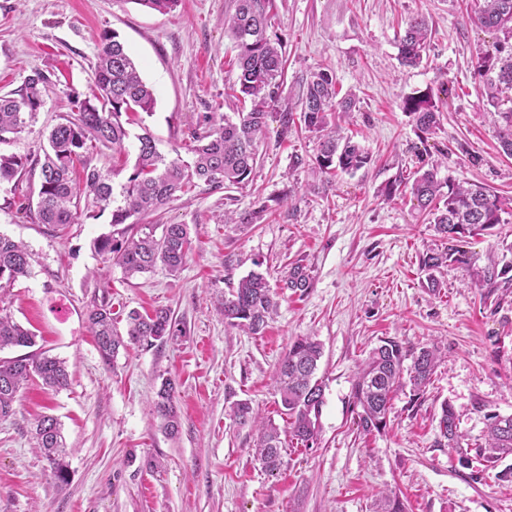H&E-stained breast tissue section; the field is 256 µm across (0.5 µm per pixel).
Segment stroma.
<instances>
[{"label": "stroma", "instance_id": "obj_1", "mask_svg": "<svg viewBox=\"0 0 512 512\" xmlns=\"http://www.w3.org/2000/svg\"><path fill=\"white\" fill-rule=\"evenodd\" d=\"M235 0H179L167 13L135 0H0V95L19 90L33 70L47 79L43 105L0 154L42 157L49 130L91 94L100 36L116 32L156 104L142 125L168 158L189 159L190 134L209 113L232 114L235 50L224 18ZM474 0H272L269 33L287 61L282 96L297 105L319 67L333 68L353 108L345 134L373 161L355 174L329 175L316 165L319 140L303 122L282 130L278 115L257 144L252 181L231 189L199 185L147 224L187 225L193 250L178 275L164 268L129 279L96 249L121 235L112 214L80 208L60 230L35 223L27 209L38 170L0 185V233L26 245L30 274L0 288V305L37 335L39 348L65 359L68 388L40 381L18 394L0 418V512H374L395 492L406 512H512V457L485 468L464 465L440 446L439 416L450 404L462 443L482 439L495 412L512 416V288L488 294L473 282L512 264V211L469 238L467 261L438 275L431 292L419 256L445 242L409 198H386L392 183L412 181L425 160L441 180L469 181L512 197V157L501 151L485 114L490 106L474 75L478 53L494 34L474 25ZM425 16L429 50L416 67L398 60L406 21ZM433 96L441 121L421 142L403 99ZM134 149L89 148L88 167L126 181ZM254 211L251 224H222L227 211ZM304 264L311 286L285 292L263 335L225 324L218 308L252 271L279 280ZM109 295L125 330L129 310L170 309L184 335L134 347L104 365L85 313ZM310 336L323 347L321 440L288 447L281 470L261 471L253 457L257 430L232 408L250 402L283 424L274 381L289 342ZM393 339L407 348L437 346L442 359L419 399L400 391L385 431L360 432L350 411L354 376L371 350ZM177 386L181 428L165 434L153 400L163 378ZM62 426L69 480L58 483L33 446L37 418ZM159 463L146 468V457Z\"/></svg>", "mask_w": 512, "mask_h": 512}]
</instances>
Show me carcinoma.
Instances as JSON below:
<instances>
[{"mask_svg": "<svg viewBox=\"0 0 512 512\" xmlns=\"http://www.w3.org/2000/svg\"><path fill=\"white\" fill-rule=\"evenodd\" d=\"M270 4L271 0H236L234 14L224 17V29L230 33L236 51L237 119L215 113L204 117L191 134L189 162L167 158L158 151L149 130L141 128L136 135L132 172L117 189L110 175L88 167L84 168V181L77 182L76 163L84 162L87 143L92 141L110 144L114 152H124L130 138L129 126L139 114L153 112L155 94L140 76L118 35L103 33L92 97L84 99L78 111L64 117L46 137L33 209L36 222L55 228L75 223L80 199L85 197L101 210L112 209V223L124 224L131 217L163 208L177 193L201 182L214 188H228L252 180L257 164L256 142L264 133L271 111L280 104L285 72L281 44L267 32ZM471 21L497 38L495 53L477 55L474 75L483 82L489 105L494 108L493 124L499 146L505 155L512 156V0H480ZM430 39L427 18L411 17L399 42L402 64L419 65ZM46 82L47 77L35 70L27 76L21 90L0 96V141L7 134L23 131L26 118L38 112L43 105L42 87ZM300 105L298 117L292 112L279 113L281 132L288 133L298 118L309 131L320 134L316 163L321 172L354 173L370 164L368 150L342 136L338 125L330 124L329 113L347 112L352 105L351 99L339 97L331 69L323 67L312 73ZM402 109L413 115L426 140L440 125V112L428 92L405 97ZM27 163L26 158L0 155V184L17 179ZM398 194L410 196L414 208L431 217L437 232L448 242L444 250L427 252L419 259L432 289L440 287L435 272L460 261V243L464 238L501 223V214L508 208L506 199L483 186L441 182L434 165L418 170L409 185L392 183L385 187L386 197ZM190 249L189 228L185 224H138L135 232L123 240L105 235L97 242L99 253L115 259L128 277L148 273L159 265L175 276L184 267ZM29 273L30 254L26 246L0 235V282L10 284ZM310 285L308 269L299 262L291 264L281 279L283 291L303 293ZM276 306L266 276L253 271L224 299L220 313L228 324L259 334ZM126 321L123 336L112 324V303L104 297L87 311L88 329L107 366L122 349L132 345L151 347L183 334L170 310L164 308L145 314L131 310ZM35 345L36 334L0 308V351ZM321 355L319 342L309 336L300 337L289 343L278 364L276 383L285 425L280 427L270 420L261 423L254 452L261 469L270 475L280 469L286 443L312 448L320 440L324 390L316 370ZM409 355L412 363L406 367L404 361ZM439 361V351L434 346L411 354L402 343L386 340L375 348L353 384L352 405L358 427L366 434L385 430L397 392L408 386L413 395H420ZM34 377L52 390L64 389L70 382L65 362L45 351L0 358V417L12 413L18 392ZM154 411L167 434L179 433L181 422L174 380H162ZM487 421L485 442L474 444L472 451L485 462L495 464L512 456V416L491 413ZM439 434L448 447H460L456 416L446 402L441 404ZM33 439L53 476L60 483L67 482L66 444L57 419H39ZM377 512H404V504L398 495L385 494L380 496Z\"/></svg>", "mask_w": 512, "mask_h": 512, "instance_id": "carcinoma-1", "label": "carcinoma"}]
</instances>
